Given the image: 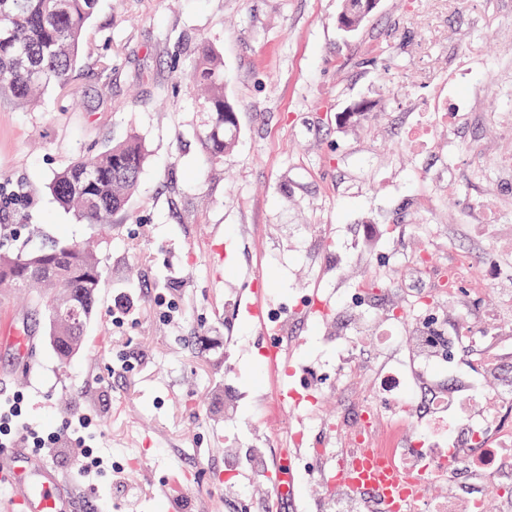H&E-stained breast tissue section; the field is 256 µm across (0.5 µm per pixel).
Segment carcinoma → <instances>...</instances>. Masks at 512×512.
<instances>
[{"mask_svg":"<svg viewBox=\"0 0 512 512\" xmlns=\"http://www.w3.org/2000/svg\"><path fill=\"white\" fill-rule=\"evenodd\" d=\"M97 0H0V97L27 106L49 86L71 84L78 49ZM366 0H343L340 16L351 30L369 17ZM202 93L198 142L210 163L224 160L237 144V117L224 99V64L207 42L196 47L189 77ZM146 153L132 133L101 151L79 155L53 175L56 201L79 219L111 228L139 185ZM104 268L90 246L55 244L25 253L0 252V286L32 292L33 311L46 325L55 355L70 361L82 348L85 328L94 317Z\"/></svg>","mask_w":512,"mask_h":512,"instance_id":"cac0c4a2","label":"carcinoma"}]
</instances>
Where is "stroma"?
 <instances>
[{
    "label": "stroma",
    "mask_w": 512,
    "mask_h": 512,
    "mask_svg": "<svg viewBox=\"0 0 512 512\" xmlns=\"http://www.w3.org/2000/svg\"><path fill=\"white\" fill-rule=\"evenodd\" d=\"M341 9L342 0H99L69 91L46 89L29 108L0 102L1 250L96 236L57 204L50 177L131 133L147 150L138 190L100 246L107 276L82 353L61 363L26 298L0 294V312L35 338L25 374L0 343V400L24 393L30 420L49 432L92 418L102 475H78L76 446L54 463L111 512H167L174 486L191 512H249L268 491L256 474L262 455L296 466L305 507L285 501L279 512H319L313 477L328 464L309 450L335 439L308 428L307 448L286 446L307 417L281 406L278 389L318 382L323 420L355 408L379 379L359 372L337 390V325L375 331L429 293L409 264L417 255L444 264L456 248L488 268L512 261V236L493 235L470 209L494 200L493 167L512 157L494 118L512 106L500 93L512 73V0H380L350 36L336 26ZM201 40L223 58L238 121L235 150L214 167L195 136L189 88ZM465 44L478 50L474 108L416 155L398 132L406 108L447 92ZM357 102L364 114L346 117ZM378 270L398 287L358 293ZM255 288L271 317L288 322L292 343L275 368L260 356L268 338L244 304ZM119 297L132 305L120 329ZM303 297L326 301L330 316H290ZM478 312L497 313L512 346V276L495 281ZM398 334L386 347L366 342L367 363L406 361L428 376L413 357V324Z\"/></svg>",
    "instance_id": "obj_1"
}]
</instances>
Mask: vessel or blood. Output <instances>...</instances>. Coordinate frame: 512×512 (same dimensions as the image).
I'll return each mask as SVG.
<instances>
[{"instance_id": "1", "label": "vessel or blood", "mask_w": 512, "mask_h": 512, "mask_svg": "<svg viewBox=\"0 0 512 512\" xmlns=\"http://www.w3.org/2000/svg\"><path fill=\"white\" fill-rule=\"evenodd\" d=\"M337 469L346 477L347 493L363 497L368 491L381 490L386 497L403 499L417 495L422 479L387 466L373 449L363 451L362 460H338ZM9 482L10 512H76L79 496L73 483L47 458L23 448L0 451V478Z\"/></svg>"}]
</instances>
